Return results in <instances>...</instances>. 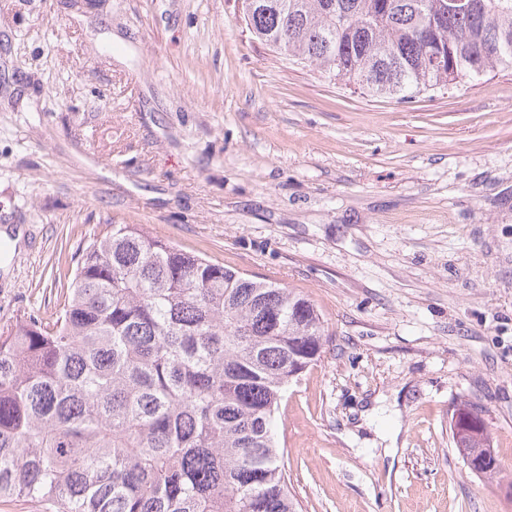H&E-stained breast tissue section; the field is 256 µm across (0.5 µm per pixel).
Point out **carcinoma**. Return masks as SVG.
I'll list each match as a JSON object with an SVG mask.
<instances>
[{
    "label": "carcinoma",
    "instance_id": "1",
    "mask_svg": "<svg viewBox=\"0 0 512 512\" xmlns=\"http://www.w3.org/2000/svg\"><path fill=\"white\" fill-rule=\"evenodd\" d=\"M259 41L373 96L512 70V0H262ZM47 321L0 332V500L47 512H299L273 421L323 353L296 288L113 224ZM496 455L487 428L453 437Z\"/></svg>",
    "mask_w": 512,
    "mask_h": 512
}]
</instances>
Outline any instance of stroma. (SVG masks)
Wrapping results in <instances>:
<instances>
[{"label":"stroma","instance_id":"obj_1","mask_svg":"<svg viewBox=\"0 0 512 512\" xmlns=\"http://www.w3.org/2000/svg\"><path fill=\"white\" fill-rule=\"evenodd\" d=\"M0 331L112 224L301 290L276 414L302 512H512V70L401 102L254 39L237 0H0ZM483 409L505 473L450 428Z\"/></svg>","mask_w":512,"mask_h":512}]
</instances>
